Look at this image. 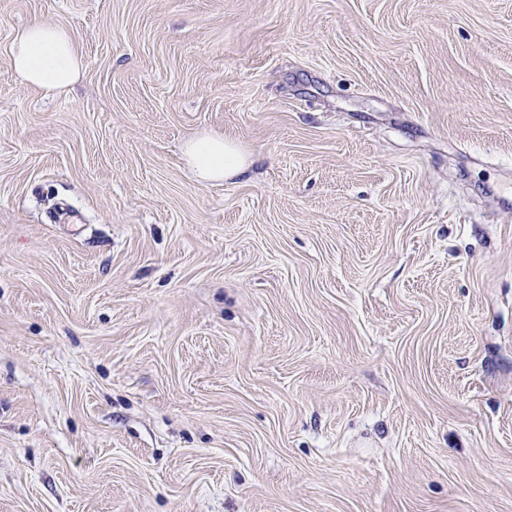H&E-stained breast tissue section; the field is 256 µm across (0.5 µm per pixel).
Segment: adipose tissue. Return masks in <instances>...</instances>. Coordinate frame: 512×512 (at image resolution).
Wrapping results in <instances>:
<instances>
[{"mask_svg": "<svg viewBox=\"0 0 512 512\" xmlns=\"http://www.w3.org/2000/svg\"><path fill=\"white\" fill-rule=\"evenodd\" d=\"M10 64L27 86L60 94L78 78L83 59L69 30L32 24L17 32L10 48ZM184 154L189 168L202 183L245 176L253 163L236 142L214 134L189 140Z\"/></svg>", "mask_w": 512, "mask_h": 512, "instance_id": "ef3b65f1", "label": "adipose tissue"}]
</instances>
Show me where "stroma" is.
<instances>
[{
	"label": "stroma",
	"instance_id": "stroma-1",
	"mask_svg": "<svg viewBox=\"0 0 512 512\" xmlns=\"http://www.w3.org/2000/svg\"><path fill=\"white\" fill-rule=\"evenodd\" d=\"M0 512H512V0H0ZM10 64L27 86L60 94L78 78L83 59L69 30L31 24L17 32L10 48ZM186 162L201 183H221L248 174L253 159L236 142L221 135H205L187 142Z\"/></svg>",
	"mask_w": 512,
	"mask_h": 512
}]
</instances>
